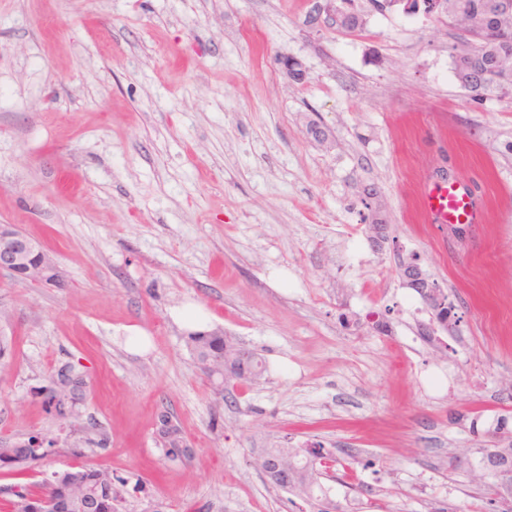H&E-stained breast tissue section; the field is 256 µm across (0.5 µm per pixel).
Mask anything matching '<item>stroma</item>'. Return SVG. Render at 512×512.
Instances as JSON below:
<instances>
[{"mask_svg":"<svg viewBox=\"0 0 512 512\" xmlns=\"http://www.w3.org/2000/svg\"><path fill=\"white\" fill-rule=\"evenodd\" d=\"M328 5L0 0V224L61 280L0 274V445L52 442L0 485L87 464L131 512H304L255 461L317 443L340 512H495L482 456L512 419V94L467 96L447 19L355 0L362 26L343 34L317 21ZM443 170L475 181L484 223L422 220L420 185ZM408 262L457 323L405 307ZM216 326L264 361L259 383L216 394L186 345ZM72 369L76 426L42 394ZM163 412L188 457H166Z\"/></svg>","mask_w":512,"mask_h":512,"instance_id":"1","label":"stroma"}]
</instances>
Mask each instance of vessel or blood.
Returning a JSON list of instances; mask_svg holds the SVG:
<instances>
[{
	"label": "vessel or blood",
	"mask_w": 512,
	"mask_h": 512,
	"mask_svg": "<svg viewBox=\"0 0 512 512\" xmlns=\"http://www.w3.org/2000/svg\"><path fill=\"white\" fill-rule=\"evenodd\" d=\"M422 216L433 224H480L482 207L474 199L472 185L452 186L424 181L420 194Z\"/></svg>",
	"instance_id": "vessel-or-blood-1"
}]
</instances>
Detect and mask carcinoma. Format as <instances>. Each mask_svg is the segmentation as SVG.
<instances>
[{
    "instance_id": "carcinoma-1",
    "label": "carcinoma",
    "mask_w": 512,
    "mask_h": 512,
    "mask_svg": "<svg viewBox=\"0 0 512 512\" xmlns=\"http://www.w3.org/2000/svg\"><path fill=\"white\" fill-rule=\"evenodd\" d=\"M445 15L450 21L466 25V36L476 42L474 49L463 51L455 58L456 76L461 86L475 99L512 90V13L502 10L503 0H446ZM187 345L200 371L212 378L213 373L222 372L229 381L250 386L257 382L265 371L262 360L256 353L243 358L236 357L237 344L224 336V330L213 328L197 330L187 336ZM85 380L79 374H68L47 389V410L59 416L71 415L72 422L79 421L80 414L70 412L71 401L76 393L83 391ZM159 441L166 448L167 456H187L188 448L180 447L183 436L180 428L173 424L157 430ZM37 448H27L17 442L11 447H0V467L16 472L30 468L42 459ZM325 458L322 448H302L296 455L295 467L288 472H270L267 481L282 489L296 491L310 504L318 499L321 486L317 481L318 467ZM91 492L99 500V512H123L125 500L121 491L108 476V471L93 467H74L56 473L52 485H42L35 491L28 485L8 484L0 488V501L10 512H18L20 503L26 499L39 501L44 498L56 500L58 512H75L73 500Z\"/></svg>"
}]
</instances>
